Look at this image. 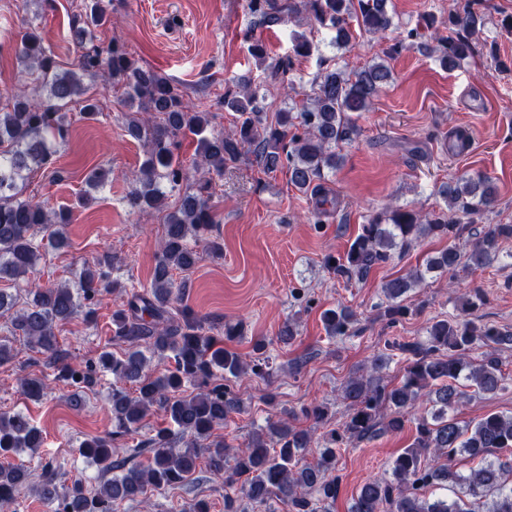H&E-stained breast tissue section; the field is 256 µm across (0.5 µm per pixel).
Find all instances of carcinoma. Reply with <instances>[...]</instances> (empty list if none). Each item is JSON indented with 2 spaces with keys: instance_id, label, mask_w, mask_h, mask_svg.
Instances as JSON below:
<instances>
[{
  "instance_id": "cac0c4a2",
  "label": "carcinoma",
  "mask_w": 512,
  "mask_h": 512,
  "mask_svg": "<svg viewBox=\"0 0 512 512\" xmlns=\"http://www.w3.org/2000/svg\"><path fill=\"white\" fill-rule=\"evenodd\" d=\"M248 8L268 27L288 18L332 30L333 45L345 50L360 36L383 37L393 25L388 0H248ZM107 15L105 0H83L71 15V30L85 39L72 68L61 67L46 52L36 30L26 32L20 55L35 87L0 112V281L17 286L26 282L23 300L0 291V316L9 315L14 333L48 353L57 369L55 379L77 388L74 405H81L86 391L97 384V370L112 375V431L80 445L83 455L112 477L94 488L76 480L60 493L59 472L46 466L38 489L42 499L54 505V512H115L125 501L183 486L205 470L224 477V512H241L244 500L266 512H277L274 503L285 512H327L339 491V478L331 473L341 450L399 433L414 420L413 443L392 461L390 476L362 485L350 512H512V457L503 460L496 455L512 448V414L490 413L465 425L448 415L466 396L457 386L462 378L476 394L495 395L506 388L493 352L484 353L478 363L469 358L477 346L512 345L511 331L468 318L484 304L482 289L473 288L459 299L461 314L431 319L425 339L387 343L372 359L368 375L350 377L342 387L347 414L339 427L315 441L297 421L302 415L316 424L325 422L327 404L307 406L299 415L284 409L267 418L233 453L214 431L241 412L242 405L228 385L217 382L218 376L239 379L251 373L269 382L278 367L267 355L265 341L255 342L253 360L248 361L224 347L212 334L213 324L186 306H175L181 287L175 285L173 272H189L199 261L190 242L221 250L208 238L216 224L210 175L224 174L225 168L246 156L265 173L285 169L289 182L314 200L313 217L320 220L328 203L322 195L328 173L342 163L343 146L360 136L357 113L366 111L393 80L390 61L411 46L414 30L358 70L333 58L322 59L307 101L300 106L291 101L272 116L266 107V83L249 75L232 79L221 105L235 113V121L224 132L214 129L210 113L186 101L177 83L138 64L124 45L95 43L94 31ZM424 20L444 67L453 69L477 53L474 35L485 18L470 5L448 13L446 35L433 15ZM248 50L257 68L267 72L284 94L295 90L288 78L294 70L292 58L269 57L260 40L251 41ZM85 76L123 87L129 101L137 103L138 111L126 117L125 129L146 147V158L133 176L126 201L133 210L164 213V236L150 287L128 292L124 308L112 313V335L128 347L104 351L98 365L78 368L58 349L55 330L80 314L94 320L103 297L122 287L112 279L115 256L107 251L86 265L74 288L30 281L42 249L67 244L64 226L70 223L71 210L49 208L24 194L29 173H57V152L49 138L65 140L69 104L81 99L86 118L100 112L99 100L83 82ZM188 134L197 142L190 164L176 154ZM176 191L182 193L181 202L170 209L166 200ZM441 195L446 206L437 213L388 206L361 225L343 257L325 259L336 276L359 281L395 255L408 252L421 238L450 240L425 265L383 284L385 302L378 306V316L391 324L417 312L405 301L428 275L484 268L498 260L499 244L512 239V224H487L469 250L454 243L465 225L494 210L497 193L489 178L461 177ZM321 320L326 336L333 339L346 335L357 317L352 308L340 306L323 311ZM396 352L403 366L394 384L385 380L382 370ZM154 360H167L172 367L154 376L149 373ZM128 383L136 384L132 394L125 388ZM50 385L45 376L20 379L22 391L33 399L44 397ZM424 394L431 408L417 416L415 405ZM153 410L168 415L175 429H160L144 443L150 452L148 464L128 467L113 460V442L137 431ZM43 445L41 430L23 413L0 412V504L14 502L27 479V471L8 459ZM312 447L316 461L306 464L303 457ZM477 457L482 459L480 467L466 473L458 469L462 460ZM435 485L452 488L455 498L426 497L425 490Z\"/></svg>"
}]
</instances>
